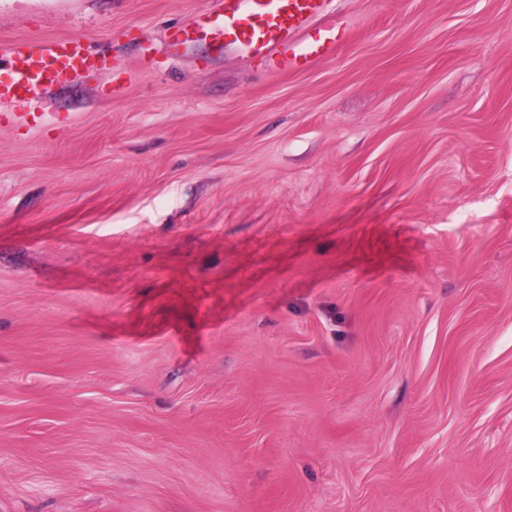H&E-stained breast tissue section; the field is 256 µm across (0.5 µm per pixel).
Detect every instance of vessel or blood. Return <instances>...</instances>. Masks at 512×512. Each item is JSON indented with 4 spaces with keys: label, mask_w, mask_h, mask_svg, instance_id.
<instances>
[{
    "label": "vessel or blood",
    "mask_w": 512,
    "mask_h": 512,
    "mask_svg": "<svg viewBox=\"0 0 512 512\" xmlns=\"http://www.w3.org/2000/svg\"><path fill=\"white\" fill-rule=\"evenodd\" d=\"M327 0H223L168 35L171 46L210 39L257 57L277 56L294 71L332 53L339 34L325 23ZM15 71L0 80V99L26 101L93 62L78 38L21 41L9 48Z\"/></svg>",
    "instance_id": "obj_1"
}]
</instances>
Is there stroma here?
I'll list each match as a JSON object with an SVG mask.
<instances>
[{"label":"stroma","mask_w":512,"mask_h":512,"mask_svg":"<svg viewBox=\"0 0 512 512\" xmlns=\"http://www.w3.org/2000/svg\"><path fill=\"white\" fill-rule=\"evenodd\" d=\"M0 0V512H512V0ZM328 0H224L168 35L172 47L211 39L257 57L279 55L281 70L294 71L332 53L339 34L327 15ZM8 53L15 71L9 80L0 79L1 100H29L70 73L94 65L80 38L21 41L12 44Z\"/></svg>","instance_id":"1"}]
</instances>
